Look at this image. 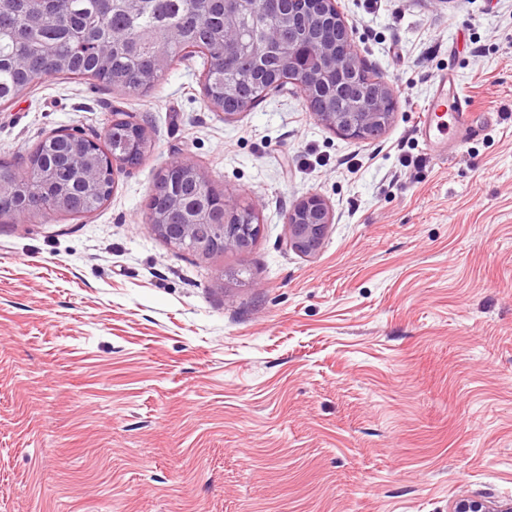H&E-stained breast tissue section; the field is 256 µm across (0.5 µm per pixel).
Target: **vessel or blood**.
Instances as JSON below:
<instances>
[{
    "mask_svg": "<svg viewBox=\"0 0 512 512\" xmlns=\"http://www.w3.org/2000/svg\"><path fill=\"white\" fill-rule=\"evenodd\" d=\"M455 69L441 72L434 80L432 92L424 112L420 115V136L435 156L447 151L446 125L455 122L466 136L475 137L481 132L474 109L468 98L456 88Z\"/></svg>",
    "mask_w": 512,
    "mask_h": 512,
    "instance_id": "vessel-or-blood-1",
    "label": "vessel or blood"
}]
</instances>
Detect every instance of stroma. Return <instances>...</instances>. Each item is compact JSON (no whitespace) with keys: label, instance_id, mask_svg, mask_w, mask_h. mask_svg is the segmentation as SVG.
<instances>
[{"label":"stroma","instance_id":"1","mask_svg":"<svg viewBox=\"0 0 512 512\" xmlns=\"http://www.w3.org/2000/svg\"><path fill=\"white\" fill-rule=\"evenodd\" d=\"M391 124L354 140L291 83L233 119L201 55L124 93L50 78L0 109V159L114 111L151 148L92 214L0 220V512H450L512 500V0H337ZM455 66L484 134L431 156ZM192 160L257 204L245 253H175L146 222ZM321 194L320 249L286 217ZM332 223V210L320 194L303 197L288 212L289 246L302 255L315 254ZM453 512H512L510 502H490L477 498H463L458 500L452 509Z\"/></svg>","mask_w":512,"mask_h":512}]
</instances>
